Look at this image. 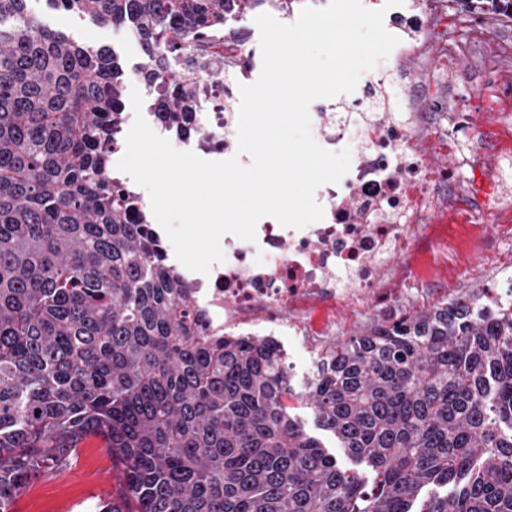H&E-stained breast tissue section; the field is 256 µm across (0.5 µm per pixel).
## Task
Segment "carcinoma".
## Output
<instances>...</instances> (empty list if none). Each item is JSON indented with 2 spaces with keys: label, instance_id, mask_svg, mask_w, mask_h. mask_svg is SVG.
<instances>
[{
  "label": "carcinoma",
  "instance_id": "carcinoma-1",
  "mask_svg": "<svg viewBox=\"0 0 512 512\" xmlns=\"http://www.w3.org/2000/svg\"><path fill=\"white\" fill-rule=\"evenodd\" d=\"M142 47L181 122L186 56L266 0H47ZM126 111L115 52L0 0V512L82 434L125 489L99 512H512V317L457 296L344 336L307 381L271 339L209 334L109 178ZM287 348L290 355V359L287 360V364L289 362L292 363L291 373L294 380L293 384L295 392L297 394V398L289 403L291 406L296 407L293 410V413L305 423L306 428L310 432L319 437L325 443L331 453L336 455L339 464L347 465L348 460L344 456L342 450L337 448L336 439L315 428L311 410L307 408L304 401V396L306 394L305 381L311 372L316 351L311 353L308 343L295 337L288 338Z\"/></svg>",
  "mask_w": 512,
  "mask_h": 512
}]
</instances>
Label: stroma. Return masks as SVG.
<instances>
[{"label":"stroma","instance_id":"35a3bbf8","mask_svg":"<svg viewBox=\"0 0 512 512\" xmlns=\"http://www.w3.org/2000/svg\"><path fill=\"white\" fill-rule=\"evenodd\" d=\"M31 11L50 29L76 34L91 42L113 48L124 63L126 88H142L139 74L144 61L142 50L124 29L93 26L77 16L50 8L46 0H30ZM427 268L425 293L402 292L400 301L406 310H415L461 294L482 291L485 278L471 261L446 258L438 248L424 255ZM291 373L296 392L294 413L305 425H312L313 416L304 396L305 381L312 369L314 355L306 341L289 338L287 343ZM123 487V473L108 449L94 444L75 449L62 464L51 463L23 488L12 505V512H96L97 507L118 497Z\"/></svg>","mask_w":512,"mask_h":512}]
</instances>
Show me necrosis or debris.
<instances>
[{
    "label": "necrosis or debris",
    "mask_w": 512,
    "mask_h": 512,
    "mask_svg": "<svg viewBox=\"0 0 512 512\" xmlns=\"http://www.w3.org/2000/svg\"><path fill=\"white\" fill-rule=\"evenodd\" d=\"M384 3L371 0L375 9ZM385 11L398 45L360 90L310 107L317 144L351 153L340 182L315 193L323 219L302 229L264 221L253 243L224 236L225 259L205 275L165 246L212 333L319 344L333 334L337 308L363 310L373 300L387 316L391 289L417 283L422 244L450 245L447 226L457 220L478 234L486 260L512 250V162L488 165L499 139L512 136V112H498L489 128L455 97L471 84L476 98H512V35L504 31L512 15H477L450 0H403ZM204 56L184 131L157 111L145 118L176 150L223 161L237 154L239 87L261 72L255 22L231 20ZM438 154L448 164L433 165Z\"/></svg>",
    "instance_id": "obj_1"
}]
</instances>
